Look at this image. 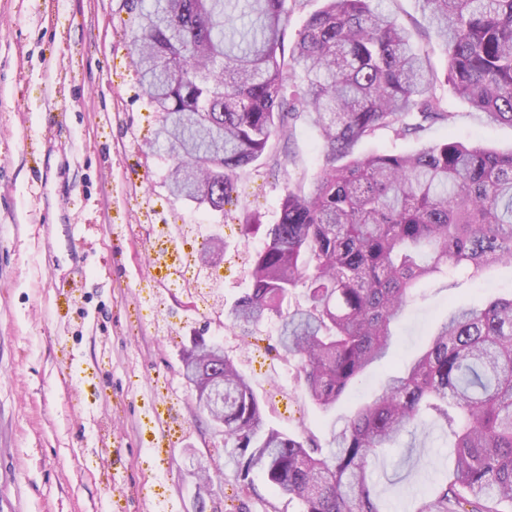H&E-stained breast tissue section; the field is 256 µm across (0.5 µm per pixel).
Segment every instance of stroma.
<instances>
[{
	"instance_id": "35a3bbf8",
	"label": "stroma",
	"mask_w": 512,
	"mask_h": 512,
	"mask_svg": "<svg viewBox=\"0 0 512 512\" xmlns=\"http://www.w3.org/2000/svg\"><path fill=\"white\" fill-rule=\"evenodd\" d=\"M383 5L427 49L454 117L413 137L388 130L358 153H412L453 138L512 150V125L489 123L446 83L448 56L416 0ZM127 0H0V504L14 512H192L202 469L217 512H304L260 472L237 480L236 448L211 435L179 374L193 336L220 342L249 378L266 426L309 432L329 448L343 415L370 402L389 374L417 355L448 314L512 296V266L472 281L452 270L418 289L396 344L328 412L276 350L277 319L218 325L251 286L243 216L279 220L288 181L311 182L321 162L316 129L297 123L287 170L264 165L237 198L208 211L169 195L170 157L154 142L155 116L139 96L126 36ZM163 224H191L187 249L213 235L224 258L208 303L185 308L151 257ZM383 449L372 467L382 512H412L454 466L438 425Z\"/></svg>"
}]
</instances>
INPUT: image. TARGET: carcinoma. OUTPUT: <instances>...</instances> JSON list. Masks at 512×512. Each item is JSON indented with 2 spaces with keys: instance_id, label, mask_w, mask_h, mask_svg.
<instances>
[{
  "instance_id": "carcinoma-1",
  "label": "carcinoma",
  "mask_w": 512,
  "mask_h": 512,
  "mask_svg": "<svg viewBox=\"0 0 512 512\" xmlns=\"http://www.w3.org/2000/svg\"><path fill=\"white\" fill-rule=\"evenodd\" d=\"M302 2L152 0L136 9L128 37L179 198L221 209L251 166L294 162L279 150L290 122L318 131L320 170L307 185L288 184L253 256L251 291L225 318L241 327L279 318V349L327 411L389 355L419 283L512 265V151L446 140L412 154L356 153L379 130L416 135L453 113L429 52L383 0H325L287 48L288 14ZM417 2L445 45L456 94L489 122L512 125V0ZM299 287L306 307L284 312ZM221 373L224 442L242 450L240 475L261 471L305 512H381L371 466L430 413L453 438V478L414 512L512 504V297L451 312L420 356L344 418L326 452L308 434L265 427L233 360Z\"/></svg>"
}]
</instances>
